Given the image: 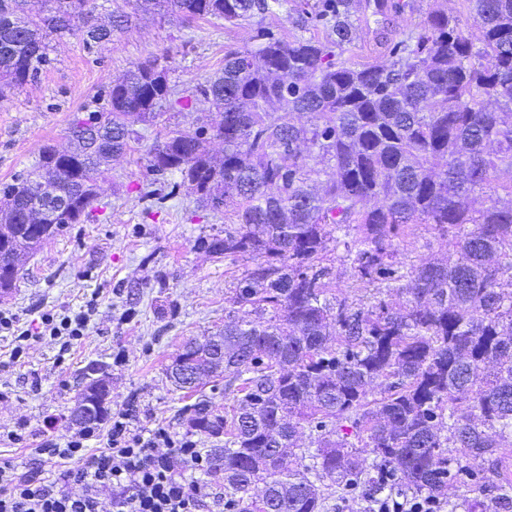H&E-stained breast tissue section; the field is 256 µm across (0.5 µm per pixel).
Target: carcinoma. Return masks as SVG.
Returning a JSON list of instances; mask_svg holds the SVG:
<instances>
[{
	"mask_svg": "<svg viewBox=\"0 0 512 512\" xmlns=\"http://www.w3.org/2000/svg\"><path fill=\"white\" fill-rule=\"evenodd\" d=\"M48 2L33 13L27 0H0V99L46 68L51 34L91 48L128 23H92V0ZM465 2L468 21L432 10L418 36L371 64L334 61L356 31L351 0L325 4L324 41L261 31L201 88L222 120L171 130L149 152V174H179L178 186L213 208L238 205L237 223L197 248L231 264L260 259L237 279L232 320L188 339L167 368L181 389L206 376L234 394L230 414L208 399L186 412L196 433L224 437L210 449V477L243 512H321L325 478L370 499L438 497L451 482H483L462 459L512 447V289L503 287L512 277V0ZM141 8L233 23L286 12L288 0ZM170 70L167 55L134 63L105 106L73 121L64 155L44 146L25 176L0 188V290L16 286L25 253L89 218L112 156L175 95ZM304 115L314 122L297 124ZM211 139L224 142L218 163L206 152ZM44 187L68 204L28 224ZM421 227L457 258L401 261L399 246ZM332 232L351 261V287L372 289L373 300L331 295ZM187 369L195 377L181 375ZM106 377L104 364L89 363L78 397L91 401ZM379 379L386 390L375 399ZM304 428L311 447L297 448Z\"/></svg>",
	"mask_w": 512,
	"mask_h": 512,
	"instance_id": "1",
	"label": "carcinoma"
}]
</instances>
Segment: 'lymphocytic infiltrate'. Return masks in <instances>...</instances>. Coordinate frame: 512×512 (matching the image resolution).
<instances>
[{
    "mask_svg": "<svg viewBox=\"0 0 512 512\" xmlns=\"http://www.w3.org/2000/svg\"><path fill=\"white\" fill-rule=\"evenodd\" d=\"M99 433L92 426L63 446L51 439L40 442L38 454L72 463L51 482L0 465V512H99L103 494L111 496L113 512H203L207 486L183 473L187 466L204 473L211 468L210 457L194 441H181L162 454L159 444L169 441L164 431L137 435L118 417L109 430V448L90 452L89 443Z\"/></svg>",
    "mask_w": 512,
    "mask_h": 512,
    "instance_id": "1",
    "label": "lymphocytic infiltrate"
}]
</instances>
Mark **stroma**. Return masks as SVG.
<instances>
[{"label":"stroma","mask_w":512,"mask_h":512,"mask_svg":"<svg viewBox=\"0 0 512 512\" xmlns=\"http://www.w3.org/2000/svg\"><path fill=\"white\" fill-rule=\"evenodd\" d=\"M291 13L257 15L232 25L221 20L184 21L149 17L133 21L112 40L86 48L77 37L49 38L51 62L39 80L0 100V184L26 174L47 144L66 148L73 120L100 109L103 86L122 78L133 63L163 53L172 59L169 80L190 96L188 109L173 106L154 125L140 124L129 149L112 161L100 186V204L88 221L71 225L29 255L15 288L0 296V310L35 323L43 312L82 313L85 336L62 350V341L43 336L33 341L21 361L10 358L11 342L0 339V463L17 471H39L53 480L68 461L36 454L43 436L65 444L77 432L69 420L81 387V372L92 361L107 366L110 413L124 412L132 432L146 436L165 428L173 440L191 437L186 406L198 394L177 389L165 375L182 342L223 325L227 300L236 280L254 258L227 264L195 247L205 234L235 223V205L214 210L202 206L186 188L169 182L147 183V152L174 128L220 121L201 88L224 66L230 50L251 46L257 27L284 39L296 36L325 40L327 29L318 13L323 0H291ZM366 0H354L358 31L344 52L351 63L385 58L393 43L417 35L426 15L442 7L464 10L462 0H411L400 13L370 16ZM155 194L145 197L146 186ZM65 362H58V355ZM24 430L27 443L8 441ZM194 438V437H191ZM197 447H216L215 439L194 438ZM485 479L472 489L451 483L447 500L468 501L472 512L482 505L493 512H512L499 501L501 470L477 461Z\"/></svg>","instance_id":"stroma-1"}]
</instances>
